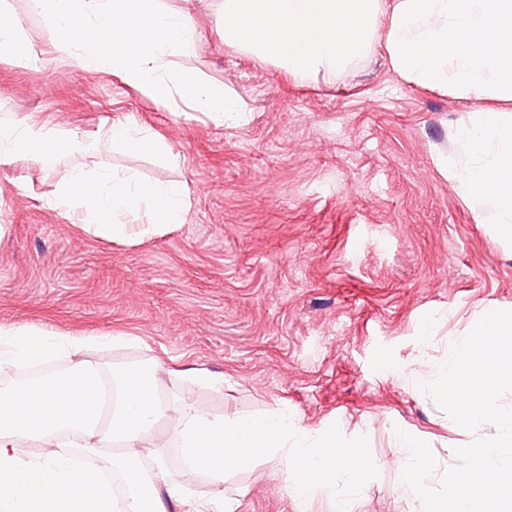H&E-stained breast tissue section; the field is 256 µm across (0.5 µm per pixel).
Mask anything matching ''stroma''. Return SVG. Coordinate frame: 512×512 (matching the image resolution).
<instances>
[{
	"instance_id": "1",
	"label": "stroma",
	"mask_w": 512,
	"mask_h": 512,
	"mask_svg": "<svg viewBox=\"0 0 512 512\" xmlns=\"http://www.w3.org/2000/svg\"><path fill=\"white\" fill-rule=\"evenodd\" d=\"M194 2V48L167 66L236 100L221 123L60 59L29 0H0L37 49L23 65L0 58V121L33 116L84 136L46 166L0 167V325L121 334L131 347L90 358L221 375L222 389L196 391L217 415L285 410L313 433L336 426L367 464L351 512H417L397 430L445 467L450 448L496 431L460 427L420 389L485 310H512V240L441 169L467 161L461 130L479 105L407 82L381 35L333 80L294 82L225 45L224 0ZM118 120L162 137L178 163L112 146L103 126ZM93 160L186 184L184 223L146 235L150 209L132 210L120 243L44 206ZM287 469L250 456L224 492L236 512H294Z\"/></svg>"
}]
</instances>
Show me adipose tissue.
<instances>
[{
    "label": "adipose tissue",
    "instance_id": "adipose-tissue-1",
    "mask_svg": "<svg viewBox=\"0 0 512 512\" xmlns=\"http://www.w3.org/2000/svg\"><path fill=\"white\" fill-rule=\"evenodd\" d=\"M385 34L392 68L413 85L441 88L480 102L464 141L469 166L449 167L460 194L494 205L501 236L512 239V116L489 108L512 99V0H224V43L279 63L293 79H326L362 57L377 32ZM107 135L132 154L179 157L166 142L134 123L111 122ZM76 133L35 120L0 125V166L42 164ZM188 189L182 183H147L135 173L94 165L74 169L44 201L78 217L87 233L127 237L121 213L148 205L145 232L161 234L184 223ZM121 335L60 336L36 328L0 327V370L34 366L61 357L58 373L0 384V512H235L224 494V475L242 453L275 450L288 459L295 512H307L319 491L344 512L358 494L365 464L341 451L336 428L316 439L288 413L213 415L188 394L164 397L172 371L152 359L105 371L84 358L87 347L123 348ZM115 386L110 411L102 409V384ZM174 424L171 440L159 438L161 420ZM176 442L187 470L170 478L165 463ZM91 453L88 469L74 467L70 449ZM212 487L199 496L196 479Z\"/></svg>",
    "mask_w": 512,
    "mask_h": 512
}]
</instances>
